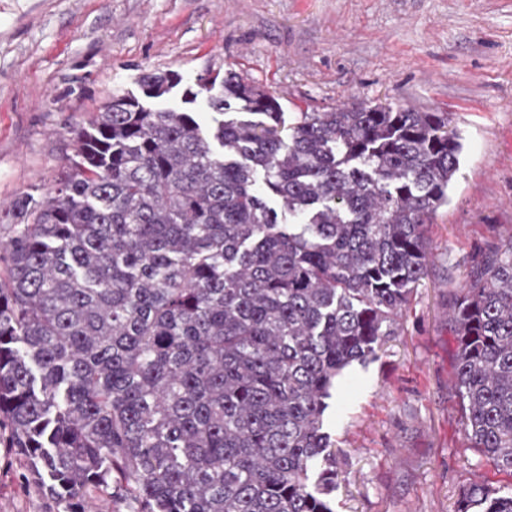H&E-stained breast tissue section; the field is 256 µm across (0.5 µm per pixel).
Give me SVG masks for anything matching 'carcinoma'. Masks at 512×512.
<instances>
[{
    "instance_id": "carcinoma-1",
    "label": "carcinoma",
    "mask_w": 512,
    "mask_h": 512,
    "mask_svg": "<svg viewBox=\"0 0 512 512\" xmlns=\"http://www.w3.org/2000/svg\"><path fill=\"white\" fill-rule=\"evenodd\" d=\"M140 78L73 129L57 188L3 212L0 419L65 512H334L324 416L396 334L462 150L448 113L353 103L285 125L224 72ZM215 111L205 133L193 105ZM236 103L259 120H224ZM471 447L512 476V240L454 311ZM456 512H512L470 485Z\"/></svg>"
}]
</instances>
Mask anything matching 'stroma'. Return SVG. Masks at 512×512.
Segmentation results:
<instances>
[{
    "mask_svg": "<svg viewBox=\"0 0 512 512\" xmlns=\"http://www.w3.org/2000/svg\"><path fill=\"white\" fill-rule=\"evenodd\" d=\"M233 69L286 123L351 103L447 113L460 168L428 226L427 274L375 360L349 368L325 415L334 512H455L466 488H512L462 429L456 304L512 241V0H0V208L52 189L67 134L148 71L180 104ZM0 428V512H62Z\"/></svg>",
    "mask_w": 512,
    "mask_h": 512,
    "instance_id": "35a3bbf8",
    "label": "stroma"
}]
</instances>
